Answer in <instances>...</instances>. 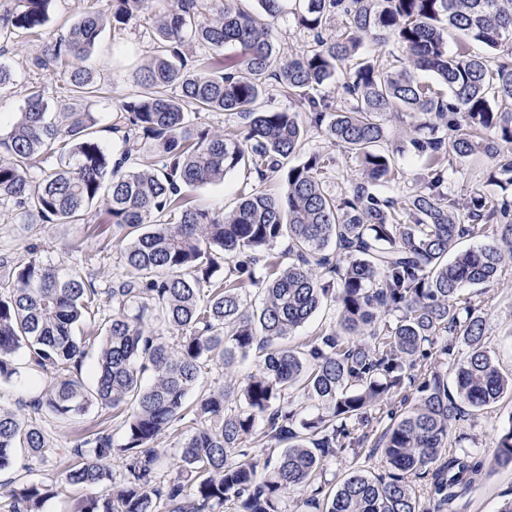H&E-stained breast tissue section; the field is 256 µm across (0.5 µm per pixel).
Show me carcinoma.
<instances>
[{"instance_id": "obj_1", "label": "carcinoma", "mask_w": 512, "mask_h": 512, "mask_svg": "<svg viewBox=\"0 0 512 512\" xmlns=\"http://www.w3.org/2000/svg\"><path fill=\"white\" fill-rule=\"evenodd\" d=\"M53 0H10L0 9V37L37 35ZM110 14L89 12L66 37L39 46L30 63L38 72L63 70L69 91L96 92L82 65L106 26H126L148 0H111ZM175 0L156 25L158 50L139 70L142 90L118 115L128 143L148 145L145 168L127 167L128 152L113 158L100 144L87 112L50 118L44 92L32 87L7 133H0V203L19 210L26 224H71L100 200L107 223L120 234V265L107 293L78 263H50L32 247L17 259L0 256L11 281L0 289V380L28 367L55 374L54 385L31 403L68 422L92 402L136 410L120 422L122 442L99 431L75 446L66 478L75 485L112 484L104 498L86 500L81 512H286L290 490L306 485L324 463L370 439L355 435L377 419L382 403L415 387L416 403L390 418L372 448L385 474L354 473L315 512H424L410 477L426 478L434 512L456 492L479 482L485 469L476 453L446 456L448 433L470 412L512 394L484 348L481 308L460 298L466 286L498 279L512 258V201L475 191L460 203L444 192L448 156L477 154L496 162L512 183V61L463 45L448 50L456 29L489 53L512 54V0H293L296 24L312 43L282 60L271 21L284 0ZM345 18L343 29L331 23ZM391 46L405 57L393 69L375 55L355 60L365 42ZM198 42L217 56L198 72L185 46ZM239 57L221 59L224 47ZM425 72L448 95L420 81ZM344 76L343 104L313 93ZM274 76L284 95L305 112L258 107L263 84ZM176 94H169V90ZM223 111L240 120L236 134L190 130L189 111ZM420 116L409 145L424 159L426 178L410 193L386 195L397 181L395 149L384 121ZM316 130L357 161L344 187L330 186L331 158L318 153L290 164ZM243 169L256 176L236 207L216 214L187 201V191L224 182ZM279 193L265 188L274 175ZM492 236L468 249L465 238ZM288 248L274 252L280 241ZM256 289L261 304L244 307ZM331 300L336 323L300 347L284 343ZM442 336L460 337L467 355L440 347L449 372L416 373L427 349ZM99 346L94 386L81 378L88 350ZM255 356L258 373L237 391L221 387L197 399L199 420L180 445L181 473L164 481L152 445L186 417L187 400L214 358L224 368ZM154 373L145 387V371ZM453 374L455 391L448 388ZM321 413L302 417L299 399ZM267 441L286 444L267 476L270 459L249 451L258 421ZM42 460L54 453L35 420L0 408V471L18 450ZM121 465L114 480L110 461ZM494 462L512 468V426L498 435ZM5 512H42L52 495L43 482H9Z\"/></svg>"}]
</instances>
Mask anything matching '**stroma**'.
Returning <instances> with one entry per match:
<instances>
[{
	"label": "stroma",
	"instance_id": "35a3bbf8",
	"mask_svg": "<svg viewBox=\"0 0 512 512\" xmlns=\"http://www.w3.org/2000/svg\"><path fill=\"white\" fill-rule=\"evenodd\" d=\"M173 0H150L147 11L131 25L108 29L102 34L87 67L95 71L101 88L96 96L79 100L69 96L64 76L60 73L39 75L28 62L30 52L41 42L54 41L66 35L73 22L90 11L108 13L110 0H55L50 18L39 36L11 37L0 40V64L10 66L15 84L0 92V123L10 124L20 111L32 85H42L44 95L54 112L74 109L89 113L95 123L97 136L112 154L130 150L132 159L145 154L144 145L125 147L120 133L113 125L124 97L137 92L136 72L147 63L156 47L155 25L172 6ZM494 162L481 158L471 163H453L448 168V192L464 200L473 191L482 190L498 197L512 199V185L497 186L489 177ZM254 179L246 172L235 170L226 174L223 184L207 186L191 192L193 203L220 213L231 210L238 198L250 190ZM103 204H96L84 221L75 224H35L23 227L20 218L9 205L0 206V255H22L26 246L38 247L39 256L46 261H83L98 289L111 287L112 276L120 267L114 259L116 252L111 225L103 221ZM484 317L483 341L503 374L512 373V263H506L497 284L472 289ZM17 364L25 362L17 357ZM51 374L24 369L10 381L0 382V407L16 411L23 417H35L56 449L46 461L32 463L25 478L45 482L53 487V495L43 505V512H76L79 503L89 497L110 494L109 485L79 486L65 478L66 459L77 440L102 427H115L112 411L92 405L80 419L63 423L51 414L33 415L31 400L52 384ZM512 424V398L503 397L475 415L457 422L449 436V451L466 448L485 459L487 466L481 483L457 499L445 512H499L503 503L512 499V469L494 467L492 460L495 439L502 429ZM192 418H185L175 428L161 435L154 444L159 455V469L164 479L176 478L181 460L178 446L193 428ZM385 473L384 458L369 448H349L338 457L329 459L317 477V484L340 485L354 471Z\"/></svg>",
	"mask_w": 512,
	"mask_h": 512
}]
</instances>
